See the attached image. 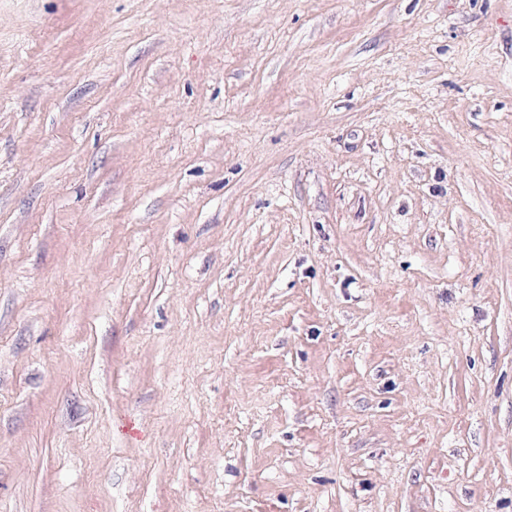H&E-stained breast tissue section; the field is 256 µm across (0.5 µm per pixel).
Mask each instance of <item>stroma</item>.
Here are the masks:
<instances>
[{
  "label": "stroma",
  "mask_w": 512,
  "mask_h": 512,
  "mask_svg": "<svg viewBox=\"0 0 512 512\" xmlns=\"http://www.w3.org/2000/svg\"><path fill=\"white\" fill-rule=\"evenodd\" d=\"M0 512H512V0H0Z\"/></svg>",
  "instance_id": "obj_1"
}]
</instances>
